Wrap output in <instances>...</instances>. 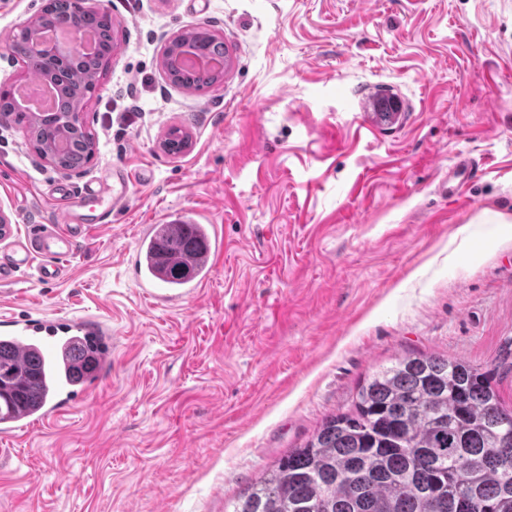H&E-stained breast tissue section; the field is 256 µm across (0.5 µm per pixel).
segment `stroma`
I'll return each instance as SVG.
<instances>
[{"label": "stroma", "mask_w": 512, "mask_h": 512, "mask_svg": "<svg viewBox=\"0 0 512 512\" xmlns=\"http://www.w3.org/2000/svg\"><path fill=\"white\" fill-rule=\"evenodd\" d=\"M42 4L0 0V85L27 80L3 41ZM89 4L118 42L84 114L94 157L62 175L0 119V209L21 236L59 223L65 187L133 181L64 279L0 286V317H96L112 361L74 408L0 436V512H228L396 358L495 368L512 346V0ZM200 25L234 63L187 90L159 61ZM381 85L396 123L361 109ZM174 126L189 146L170 155ZM168 218L224 247L197 295L157 306L129 257Z\"/></svg>", "instance_id": "35a3bbf8"}]
</instances>
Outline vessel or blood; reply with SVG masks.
Listing matches in <instances>:
<instances>
[{"mask_svg":"<svg viewBox=\"0 0 512 512\" xmlns=\"http://www.w3.org/2000/svg\"><path fill=\"white\" fill-rule=\"evenodd\" d=\"M129 183L130 175L126 169H113L112 204L103 210L98 207L101 192L90 184L59 196L57 203L60 209L72 214L68 224H32L20 238L14 237L11 225L0 226V236L15 240L12 249L0 255V285L19 284L21 273L32 266L36 267L41 282L54 283L62 279L65 273L64 259L87 239L90 229L106 226L111 212L121 207ZM161 242L162 232L158 225L144 227L131 256L135 284L140 292L157 303L175 305L189 297L190 292L186 289H168L161 294L155 292L158 277L150 269L149 251L159 248ZM0 339L12 344L20 357L25 358L33 353L43 357L52 355L63 364L68 361L70 348L78 341L87 339L100 344V365H107L111 360V329L86 318L64 316L50 321L33 317L8 319L0 322ZM71 392V382L62 381L55 398L49 399L41 407L0 418V427L10 433L17 430L22 422L29 425L44 422L70 405Z\"/></svg>","mask_w":512,"mask_h":512,"instance_id":"vessel-or-blood-1","label":"vessel or blood"}]
</instances>
